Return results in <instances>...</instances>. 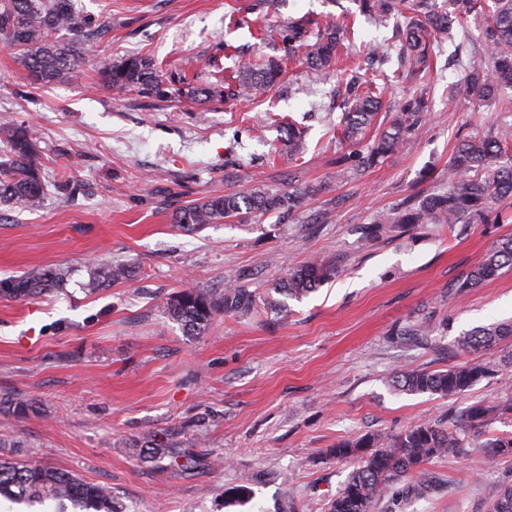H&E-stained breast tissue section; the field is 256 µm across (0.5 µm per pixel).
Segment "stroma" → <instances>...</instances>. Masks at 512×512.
<instances>
[{"instance_id": "obj_1", "label": "stroma", "mask_w": 512, "mask_h": 512, "mask_svg": "<svg viewBox=\"0 0 512 512\" xmlns=\"http://www.w3.org/2000/svg\"><path fill=\"white\" fill-rule=\"evenodd\" d=\"M90 25L109 22L96 54L152 58L184 76L182 93L158 101L101 87L92 65L71 84L31 85L15 50L0 47V127L36 131L52 186L43 206L0 205V460L41 462L112 490L123 512H325L352 462L329 456L339 440L400 433L446 420L449 408L512 398V338L462 350L460 336L512 320V270L466 296L453 288L497 241L512 236V204L491 224H426L368 235L378 213L437 194L453 147L512 126V89L479 103L464 90L488 69L483 17L457 29L426 72L393 78L369 69L368 45L394 54L393 25L359 14L357 0H76ZM347 21L355 41L339 74L301 62L253 100L196 102L194 87L225 84L237 59L282 57L262 29L300 18ZM376 85L384 111L404 93L431 102L419 132L363 176L339 177L349 147L336 133L344 110L337 75ZM310 127L308 148L288 158L274 119ZM265 125L263 137L244 131ZM320 186L292 218L258 215L192 229L176 211L213 191L287 190L289 176ZM335 263L336 278L299 300L262 301L288 268ZM132 280L109 281L115 264ZM64 272L63 290L30 297L9 288L36 273ZM234 281L261 304L202 335L165 311L184 285ZM427 320L409 342L397 329ZM494 377L443 398L393 390L402 368L466 362ZM173 445L179 464L148 461ZM420 479L394 485L377 512H492L491 486L512 484V456L433 460ZM246 487L237 501L230 491Z\"/></svg>"}]
</instances>
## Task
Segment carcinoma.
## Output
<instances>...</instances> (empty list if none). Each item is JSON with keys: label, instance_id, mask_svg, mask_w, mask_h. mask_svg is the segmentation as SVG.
<instances>
[{"label": "carcinoma", "instance_id": "1", "mask_svg": "<svg viewBox=\"0 0 512 512\" xmlns=\"http://www.w3.org/2000/svg\"><path fill=\"white\" fill-rule=\"evenodd\" d=\"M371 20L386 23L404 13L405 0H362ZM416 18L398 31L399 54L419 64L426 61L428 38L442 42L452 38L470 17L481 13L488 18L485 45L491 73L472 72L467 79L468 95L479 102L492 100L498 89L512 86V0H414ZM101 31L94 29L77 12L74 0H0V46L18 51L22 66L34 83H69L91 59V48ZM277 35L292 53L304 49L308 66L322 72L336 66L344 40L354 39L355 29L328 23L315 40L308 39L307 22L293 23ZM94 68L99 84L115 92L137 91L160 101L177 93L175 76L164 78L155 61L145 56L117 60L100 58ZM283 71L282 62L247 60L233 77V95L256 94L273 86ZM345 98L350 107L340 122L343 137L354 149L336 159V165L354 176L364 175L419 130L429 111L421 94H408L400 103L393 121L372 143L363 146L358 136L375 124L382 102L380 93L357 78L345 83ZM283 144L294 156L306 151L305 135L293 119L280 122ZM512 128L485 137L459 142L448 163V189L424 197L419 204H408L400 211L376 216L369 234L418 224H472L499 221L495 205L512 199V153L509 141ZM0 203L22 211L39 209L48 184L37 163L36 138L28 126L0 132ZM321 188L306 185L288 194L256 189L247 194L215 193L203 196L176 212L173 221L187 227L217 224L227 218L246 220L254 213H274L280 217L298 211ZM505 268H512V238L490 249L482 261L454 284L459 293L468 292L496 279ZM336 275L329 263H308L291 268L276 290L299 299L316 290ZM64 274L47 277L33 275L19 283L13 294L32 295L47 285L60 286ZM256 304V295L236 282L224 284L220 292L185 288L170 299L168 316L192 335H201L217 319L246 315ZM512 336V322H494L458 340L463 349L490 347ZM494 374L486 364L465 363L441 371L406 368L395 373L389 386L407 394L431 393L443 397L461 394ZM512 416V400L481 401L454 412L448 425L426 421L398 434H372L344 439L330 449L339 459H353L356 467L344 487L328 504L327 512H376L378 502L390 484L420 473L423 466L442 457L500 456L512 453V434L493 435L475 448L469 447L465 432H481L493 421ZM0 496L30 505L47 500H67L81 512H118L112 491L75 474L38 464L0 462ZM493 512H512V486L491 490Z\"/></svg>", "mask_w": 512, "mask_h": 512}]
</instances>
